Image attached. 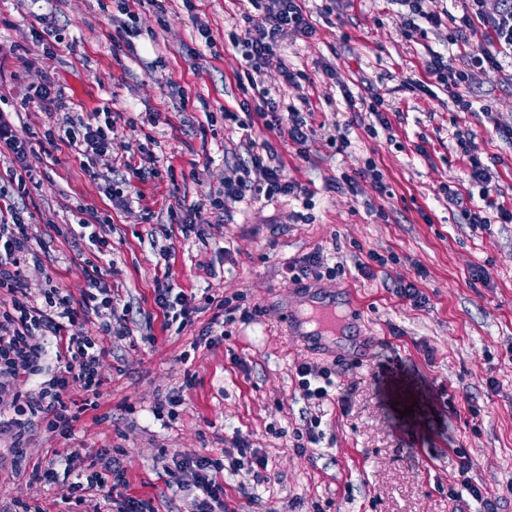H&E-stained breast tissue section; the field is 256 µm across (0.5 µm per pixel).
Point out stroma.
Masks as SVG:
<instances>
[{"mask_svg":"<svg viewBox=\"0 0 512 512\" xmlns=\"http://www.w3.org/2000/svg\"><path fill=\"white\" fill-rule=\"evenodd\" d=\"M136 15V30L119 34L120 4ZM247 0H203L200 36L182 0L158 13L151 0H0V95L14 134L41 137L43 109L24 106L30 87L54 81L71 117L111 107L121 114L112 150L97 157L91 179L67 145L55 164L29 183V235L44 242L42 263L26 281L39 293L46 276L79 295L86 286L85 240L59 234L74 223L77 205L108 213L101 235L112 247L109 276L116 307H129L128 335L108 339L99 407L84 413L67 440L35 430L34 457L78 452L91 461L104 448L121 449L129 495L157 512H187L189 474H168L160 452L223 457L235 440L268 460L266 480L247 470L218 475L231 512H477L459 492L460 461L469 457L471 482L512 512V223L473 228L466 209L486 203L512 211V78L476 75L475 111H456L426 71L432 53L448 51L447 27H425L406 39L394 0H309L312 32H289L259 75L277 101L314 112L304 147L284 142L256 120L252 136L269 143L290 180L313 196L303 208L291 196L251 204L225 200L223 214L192 216L206 242L183 236L169 210L195 205L209 189L234 177L247 145L220 110L256 106L239 79L247 65L228 35L244 33ZM63 34L54 59L39 37ZM120 50H113V43ZM300 72L299 84L285 72ZM365 103L383 102L390 129L370 134L369 112H353L345 91ZM490 112H482V105ZM347 134L337 153L331 140ZM469 134L491 172L486 196L469 207L449 204L444 187L470 193L467 160L456 134ZM148 143L162 172L142 185V199L113 200L114 163ZM374 161L383 182L344 173ZM174 176H166L167 167ZM307 210L308 222L294 214ZM170 259H161V247ZM335 257L344 275L292 280L288 266L313 251ZM382 256L370 275L357 270ZM485 269L486 277L476 276ZM414 281L427 297L417 308L396 294ZM168 283L189 295H244L257 315L228 326L216 347L195 346L210 312L183 330L167 327L154 290ZM336 301L354 296L346 348L313 352L289 335L293 314L311 287ZM308 362L328 369L330 398L315 404L296 375ZM195 385L183 390L186 374ZM183 391L175 421L152 414L157 397ZM321 423L320 442L296 438L305 418ZM25 494L45 512H67L66 481L27 485L0 473V503Z\"/></svg>","mask_w":512,"mask_h":512,"instance_id":"35a3bbf8","label":"stroma"}]
</instances>
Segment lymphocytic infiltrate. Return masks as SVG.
<instances>
[{
	"mask_svg": "<svg viewBox=\"0 0 512 512\" xmlns=\"http://www.w3.org/2000/svg\"><path fill=\"white\" fill-rule=\"evenodd\" d=\"M307 0H266L263 14L245 34L230 33L229 42L242 52L252 70H259L273 56L279 40L289 30L309 29ZM405 10L403 34L413 38L421 24L447 26L448 43L457 49L456 55L432 54L427 64L429 75L448 89L457 111L473 109L470 89L474 73H499L504 59H512V0H462L459 14L442 15L431 11L429 0H395ZM484 33L487 47L472 48L470 38ZM466 65H455L456 57ZM261 101L255 110L256 118L264 119L268 129L289 143L301 145L308 138L310 126L306 116L295 106L271 117L265 107L270 104L268 89H259ZM116 114L91 112L86 118L67 120L48 128L42 146L17 137L4 114L0 113V154L9 158L5 171L12 194L0 191V397H8L7 416L0 418V436L10 441V470L12 478L28 476L30 483H55L60 475L70 476L69 503L79 507L87 502L102 500L113 512H155L151 502L127 495L125 471L117 456L104 458L101 464H83L79 455L67 459L64 469L55 461L33 460L28 442L35 427L66 439L74 435V424L82 412L68 397L73 385L86 392L97 393L102 384L100 367L110 350L104 341L111 333L110 323L102 314H116L112 288L106 282L97 263H90L87 287L80 297H72L54 281H47L40 299H33L26 283L24 268L38 251L29 235L26 207L19 201L28 194V185L36 175L34 163L51 158L53 148L65 143L83 157L85 169H92L94 155L111 151L110 133ZM269 144L252 151L242 163L234 180L223 189L208 191L207 201L215 209H223L225 200L243 202L260 197L295 195L310 199L311 192L299 183L285 180L282 168L264 162ZM88 324L80 334L69 333L76 323ZM55 354L58 363L53 372H46L47 354ZM39 379L38 392L20 389L19 381ZM171 464L179 471L193 476L194 497L191 512H225L224 486L217 479L223 469L220 460L202 454L174 453Z\"/></svg>",
	"mask_w": 512,
	"mask_h": 512,
	"instance_id": "obj_1",
	"label": "lymphocytic infiltrate"
}]
</instances>
